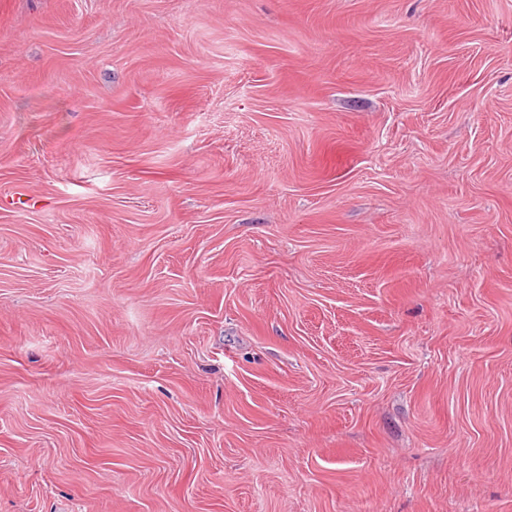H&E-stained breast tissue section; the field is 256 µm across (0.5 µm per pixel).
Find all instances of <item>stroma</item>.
Returning <instances> with one entry per match:
<instances>
[{
    "mask_svg": "<svg viewBox=\"0 0 512 512\" xmlns=\"http://www.w3.org/2000/svg\"><path fill=\"white\" fill-rule=\"evenodd\" d=\"M0 512H512V0H0Z\"/></svg>",
    "mask_w": 512,
    "mask_h": 512,
    "instance_id": "35a3bbf8",
    "label": "stroma"
}]
</instances>
